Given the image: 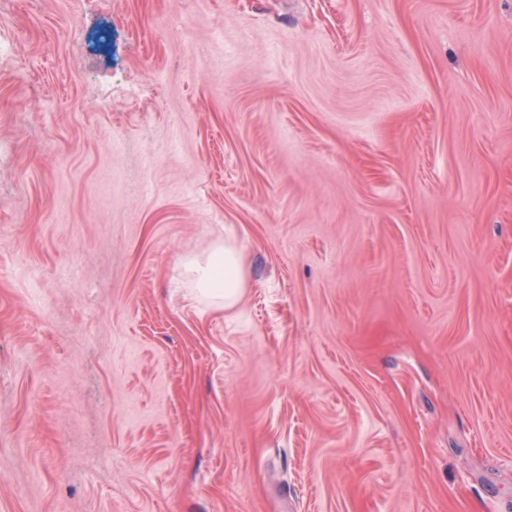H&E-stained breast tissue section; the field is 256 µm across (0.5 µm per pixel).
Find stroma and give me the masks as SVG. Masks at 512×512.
I'll use <instances>...</instances> for the list:
<instances>
[{"label":"stroma","mask_w":512,"mask_h":512,"mask_svg":"<svg viewBox=\"0 0 512 512\" xmlns=\"http://www.w3.org/2000/svg\"><path fill=\"white\" fill-rule=\"evenodd\" d=\"M0 39V512H512V0ZM220 238L229 308L172 284Z\"/></svg>","instance_id":"obj_1"}]
</instances>
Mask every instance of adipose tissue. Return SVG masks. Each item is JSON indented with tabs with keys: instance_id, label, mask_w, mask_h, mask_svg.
<instances>
[{
	"instance_id": "obj_1",
	"label": "adipose tissue",
	"mask_w": 512,
	"mask_h": 512,
	"mask_svg": "<svg viewBox=\"0 0 512 512\" xmlns=\"http://www.w3.org/2000/svg\"><path fill=\"white\" fill-rule=\"evenodd\" d=\"M180 267L199 295L232 305L244 284L243 252L236 244L216 240L205 259L187 258Z\"/></svg>"
}]
</instances>
